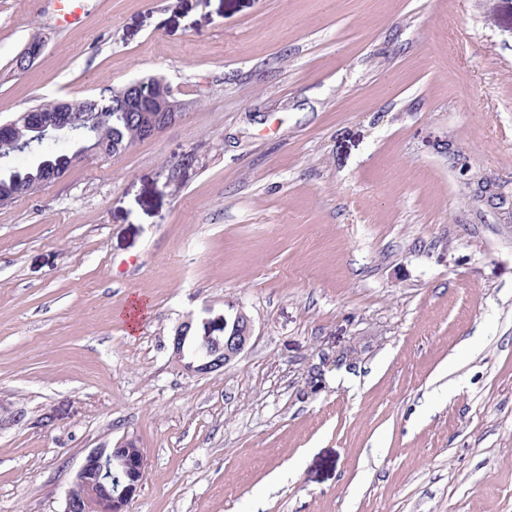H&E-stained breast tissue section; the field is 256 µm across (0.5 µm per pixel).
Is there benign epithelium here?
Returning a JSON list of instances; mask_svg holds the SVG:
<instances>
[{"instance_id": "obj_1", "label": "benign epithelium", "mask_w": 512, "mask_h": 512, "mask_svg": "<svg viewBox=\"0 0 512 512\" xmlns=\"http://www.w3.org/2000/svg\"><path fill=\"white\" fill-rule=\"evenodd\" d=\"M121 108L132 112L138 130L146 139L155 138L174 124L186 108L174 92L147 99L142 83L132 81L115 91ZM68 102L62 101L53 112L31 110L24 125L29 140H43L53 131L70 126ZM0 138L23 149L28 140H20L13 123L0 125ZM193 330V320L183 321L172 337V353L182 369L192 375H203L230 365L250 344L254 335L252 319L241 309L224 313V356L217 360L203 346L191 345L187 333ZM148 471L144 449L132 438H124L112 448H95L84 458L65 498L64 512H128ZM118 475L117 486H112V474Z\"/></svg>"}]
</instances>
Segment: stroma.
Segmentation results:
<instances>
[{"label": "stroma", "instance_id": "35a3bbf8", "mask_svg": "<svg viewBox=\"0 0 512 512\" xmlns=\"http://www.w3.org/2000/svg\"><path fill=\"white\" fill-rule=\"evenodd\" d=\"M149 77L179 121L0 204V512L127 436L129 512H512V223L449 160L512 192V0H0V123ZM224 311V356L216 360L203 346L191 345L186 334L194 331L193 320L183 321L172 337V353L182 369L192 375H203L230 365L250 344L254 335L252 319L242 309L229 306ZM234 321L232 323V318ZM232 325V326H231Z\"/></svg>", "mask_w": 512, "mask_h": 512}]
</instances>
